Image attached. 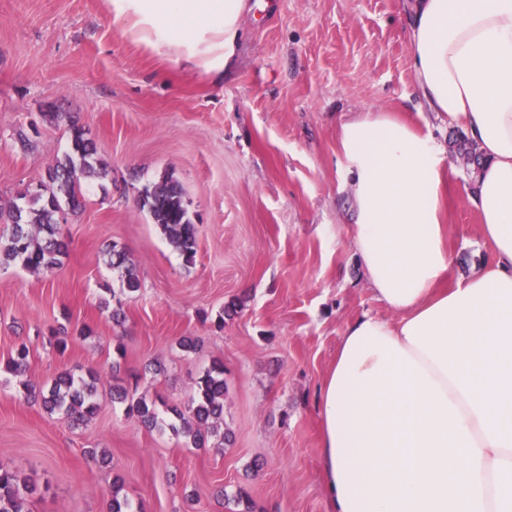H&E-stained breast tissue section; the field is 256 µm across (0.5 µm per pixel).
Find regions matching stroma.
I'll use <instances>...</instances> for the list:
<instances>
[{
  "label": "stroma",
  "instance_id": "obj_1",
  "mask_svg": "<svg viewBox=\"0 0 512 512\" xmlns=\"http://www.w3.org/2000/svg\"><path fill=\"white\" fill-rule=\"evenodd\" d=\"M407 0H245L235 54L215 79L126 39L106 0H0V207L34 190L68 145L74 116L108 177L61 226L68 253L42 273L0 266V468L33 479L29 512H108V490L143 512H229L245 489L260 512H331L320 463L319 393L355 316L390 312L350 244L336 125L396 112L449 144L413 87ZM444 182L453 275L478 270L472 166L450 156ZM169 174L197 226L194 264L140 208ZM125 248L141 281L111 317ZM243 309L222 322L224 305ZM64 338L66 351L50 344ZM197 339L184 351L183 337ZM24 373L6 364L21 344ZM224 363L232 443L195 448L126 417L110 387L184 407L212 361ZM119 374H112V364ZM95 369L98 410L71 426L27 390ZM259 471H250L252 461Z\"/></svg>",
  "mask_w": 512,
  "mask_h": 512
}]
</instances>
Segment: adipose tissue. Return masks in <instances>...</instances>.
I'll use <instances>...</instances> for the list:
<instances>
[{
    "label": "adipose tissue",
    "mask_w": 512,
    "mask_h": 512,
    "mask_svg": "<svg viewBox=\"0 0 512 512\" xmlns=\"http://www.w3.org/2000/svg\"><path fill=\"white\" fill-rule=\"evenodd\" d=\"M126 38L221 74L243 0H108ZM427 111L460 126L491 256L449 279L446 148L389 112L336 127L351 244L394 312L348 322L320 399L332 512H512V0H411Z\"/></svg>",
    "instance_id": "obj_1"
}]
</instances>
